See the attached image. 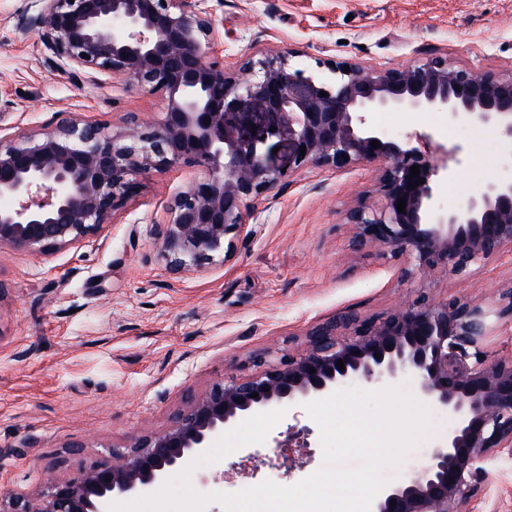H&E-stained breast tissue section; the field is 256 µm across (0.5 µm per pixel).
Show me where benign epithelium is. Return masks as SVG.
Instances as JSON below:
<instances>
[{"instance_id":"obj_1","label":"benign epithelium","mask_w":512,"mask_h":512,"mask_svg":"<svg viewBox=\"0 0 512 512\" xmlns=\"http://www.w3.org/2000/svg\"><path fill=\"white\" fill-rule=\"evenodd\" d=\"M192 2L31 0L34 14L20 23L21 34L38 28L55 57L163 92L166 113L146 130L132 123L110 131L69 118L38 137L0 136V246L51 255L101 231L139 175L193 165L206 177L174 199L157 233L179 272L232 257L251 234L258 202L294 170L363 162L383 167L375 201L348 212L355 249L406 255L431 283L464 276L512 246V182H487L463 205L434 212V184L460 163L462 147L426 131L389 140L372 121L398 108L446 111L494 129L512 152V75L435 56L386 68L351 64L346 73L341 62L325 81L292 68L280 53L227 72L208 60L216 47L212 19ZM414 165L424 183L411 189ZM491 314L478 303L437 300L424 288L382 317L342 314L312 328L299 352L187 402L170 429L137 440L112 462L53 479L35 497L1 494L0 512H108L112 498L161 481L257 411L325 398L350 379L404 373L419 379L422 400L452 426L428 449L427 467L381 491L371 512H467L491 453L512 447V358L490 360L482 350Z\"/></svg>"}]
</instances>
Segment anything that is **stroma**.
<instances>
[{
	"instance_id": "35a3bbf8",
	"label": "stroma",
	"mask_w": 512,
	"mask_h": 512,
	"mask_svg": "<svg viewBox=\"0 0 512 512\" xmlns=\"http://www.w3.org/2000/svg\"><path fill=\"white\" fill-rule=\"evenodd\" d=\"M30 0H0V127L52 130L75 117L108 129L162 122L165 97L121 75L90 79L54 64L38 31L19 35ZM218 47L209 59L236 70L263 54L330 78L329 64L384 68L444 56L463 68L512 75V0H207ZM375 124L402 139L430 129L459 143L462 162L432 199L447 209L483 183L512 180L495 134L474 139L445 112L393 109ZM376 163L303 167L268 193L230 260L174 274L155 239L174 198L205 172L182 165L139 177L101 232L43 257L0 247V493L36 496L47 475L66 480L113 452L169 429L187 400L255 374L261 360L303 348L311 328L344 311L379 317L429 288L437 299L496 306L512 286V249L463 277L403 276L407 257L353 250L347 213L370 191ZM307 429L283 465L275 442ZM323 463L309 414L284 415L266 440L192 468L196 492L234 493L272 481L292 486ZM470 504L512 512V455L502 452Z\"/></svg>"
}]
</instances>
